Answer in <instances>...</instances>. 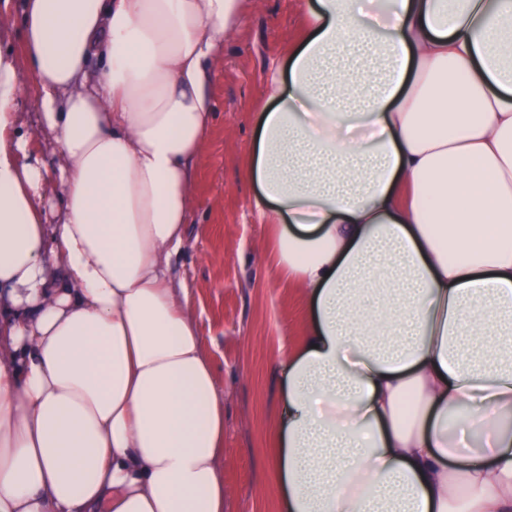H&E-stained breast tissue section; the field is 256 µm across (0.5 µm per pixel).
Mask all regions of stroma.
Here are the masks:
<instances>
[{"mask_svg":"<svg viewBox=\"0 0 512 512\" xmlns=\"http://www.w3.org/2000/svg\"><path fill=\"white\" fill-rule=\"evenodd\" d=\"M306 0H247L242 19L213 65L211 131L192 166L193 204L170 275L185 289L206 355L224 396V512H278L272 476L262 467L273 451L279 378L272 362L299 342L306 304L297 288L280 283L264 255L266 225L254 221L244 180L261 107L260 90L272 55L285 53L301 28ZM33 87L23 93L24 129L48 171L47 196L57 201L61 159L40 126Z\"/></svg>","mask_w":512,"mask_h":512,"instance_id":"stroma-1","label":"stroma"}]
</instances>
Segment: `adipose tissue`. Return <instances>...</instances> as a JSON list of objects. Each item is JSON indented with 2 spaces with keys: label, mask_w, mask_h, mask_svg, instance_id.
Instances as JSON below:
<instances>
[{
  "label": "adipose tissue",
  "mask_w": 512,
  "mask_h": 512,
  "mask_svg": "<svg viewBox=\"0 0 512 512\" xmlns=\"http://www.w3.org/2000/svg\"><path fill=\"white\" fill-rule=\"evenodd\" d=\"M22 7L21 50L0 43V512H224V398L167 262L244 0ZM306 14L243 161L309 309L274 362L281 512H454L460 481L467 512H512V0ZM35 90L29 84L23 93L22 112L24 115V132H29L32 138L34 154L43 163L48 171L47 196L51 202L56 203L62 191L59 180L61 159L53 150L48 136L40 126V108L34 100Z\"/></svg>",
  "instance_id": "obj_1"
}]
</instances>
